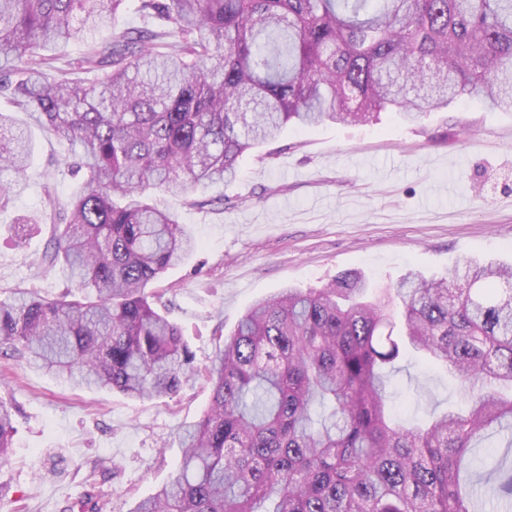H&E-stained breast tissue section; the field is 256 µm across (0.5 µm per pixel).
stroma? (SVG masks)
<instances>
[{
  "label": "stroma",
  "mask_w": 512,
  "mask_h": 512,
  "mask_svg": "<svg viewBox=\"0 0 512 512\" xmlns=\"http://www.w3.org/2000/svg\"><path fill=\"white\" fill-rule=\"evenodd\" d=\"M34 139L26 181L0 211L1 297H54L69 285L67 270L38 268L48 231L13 243L17 218L39 214L44 188L64 197L80 184L67 145L39 130ZM205 195L225 201L189 207L152 196L198 243L158 283L195 355L190 381L170 398L130 400L71 389L0 356V399L15 426L0 512H64L91 472L101 512H132L174 475L179 436L209 404L204 369L216 331L230 333L259 299L320 288L346 271L383 288L411 272L440 278L469 260L512 262V112L463 102L415 123L384 112L363 125L291 127L245 155L232 185ZM391 392L392 410L408 421L461 404L448 375L411 359L392 373Z\"/></svg>",
  "instance_id": "1"
}]
</instances>
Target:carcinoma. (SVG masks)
<instances>
[{
  "mask_svg": "<svg viewBox=\"0 0 512 512\" xmlns=\"http://www.w3.org/2000/svg\"><path fill=\"white\" fill-rule=\"evenodd\" d=\"M123 2L0 0V94L26 115L0 111V207L35 127L79 151L83 173L41 205V267H65L70 290L0 299V351L74 388L160 399L194 372L146 288L197 241L148 191L200 206L197 192L231 183L289 126L414 121L468 100L512 111V0H141L160 31L119 27ZM73 41L85 50L54 66ZM36 223L17 219L16 245ZM393 291L399 317L357 272L257 301L208 367L210 403L175 474L132 512H484L486 489L511 509L512 264L469 261ZM407 351L456 379L465 411L394 419L390 369ZM14 432L1 402V465ZM496 435L506 452L476 455ZM78 506L98 512L94 482Z\"/></svg>",
  "mask_w": 512,
  "mask_h": 512,
  "instance_id": "carcinoma-1",
  "label": "carcinoma"
}]
</instances>
